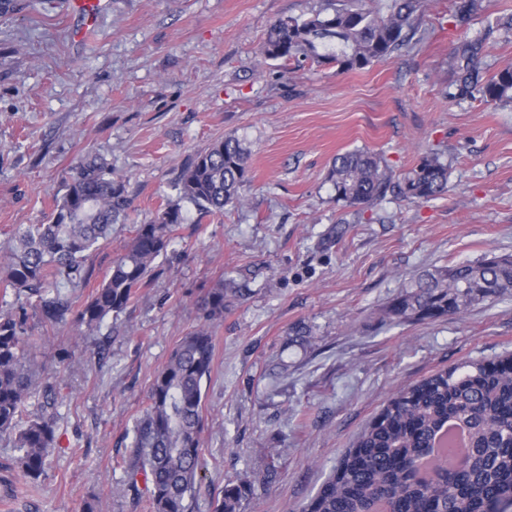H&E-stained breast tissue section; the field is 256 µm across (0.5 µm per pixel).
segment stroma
Instances as JSON below:
<instances>
[{
    "label": "stroma",
    "instance_id": "35a3bbf8",
    "mask_svg": "<svg viewBox=\"0 0 512 512\" xmlns=\"http://www.w3.org/2000/svg\"><path fill=\"white\" fill-rule=\"evenodd\" d=\"M322 0H112L76 41L68 0H15L0 14V259L18 226L47 222L87 160L124 178L129 221L89 259L83 303L134 225L149 221L194 156L224 136L250 153L247 202L223 218H186L152 281L119 316L80 334L42 327L37 299L0 287V312L25 306L31 358L60 382L55 449L38 480L0 438L6 512H148L129 487L133 428L155 371L202 322L218 279L239 292L214 329L204 385L203 470L193 512H213L226 481L252 483L239 512H300L398 389L467 360L512 353V291L463 313L393 322L384 310L419 275L512 255V108L452 103L448 57L491 30L488 72L512 67V0H483L463 30L455 0H429L411 45L340 71L258 54L270 25ZM384 155L395 178L444 152L448 192L392 193L362 210L338 202L337 154ZM310 343L289 339L297 323Z\"/></svg>",
    "mask_w": 512,
    "mask_h": 512
}]
</instances>
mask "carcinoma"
I'll return each instance as SVG.
<instances>
[{
    "label": "carcinoma",
    "mask_w": 512,
    "mask_h": 512,
    "mask_svg": "<svg viewBox=\"0 0 512 512\" xmlns=\"http://www.w3.org/2000/svg\"><path fill=\"white\" fill-rule=\"evenodd\" d=\"M326 0L306 19L280 18L260 47L264 59L301 56L342 71L360 70L408 44L427 0ZM480 0H458L453 19L463 27ZM488 36L464 39L448 65L454 80L448 99H481L512 106V69L488 75L482 67ZM248 151L233 135L197 154L168 200L145 224L134 225L124 252L112 261L102 283L74 308L61 284L88 281V259L112 225L128 217L125 181L94 161L86 162L66 185L47 224H28L14 235L0 281L19 297L38 299L41 323L52 327L73 317L76 328L97 327L118 316L136 291L147 286L185 217L181 202L199 215L222 216L245 203ZM336 201L371 207L393 192L428 199L448 189V163L437 152L419 159L403 180H394L386 160L369 149L336 155L328 172ZM414 290L400 295L386 315L400 321L457 315L485 298L512 290V255L463 263L438 274H422ZM238 290L218 280L200 299L205 324L183 337L155 372L146 405L134 425L132 469L148 487L150 512H189L201 470L204 428L203 384L214 359L212 326ZM28 316L24 308L0 314V437L13 438L24 475L38 479L56 438L58 385L28 358ZM466 361L439 370L394 394L347 449L305 512H512V369ZM42 392L41 412L22 420L28 401ZM456 422L468 430L470 447L458 463L440 458L424 471L437 436ZM247 494L243 482L229 481L213 512H238Z\"/></svg>",
    "instance_id": "cac0c4a2"
}]
</instances>
